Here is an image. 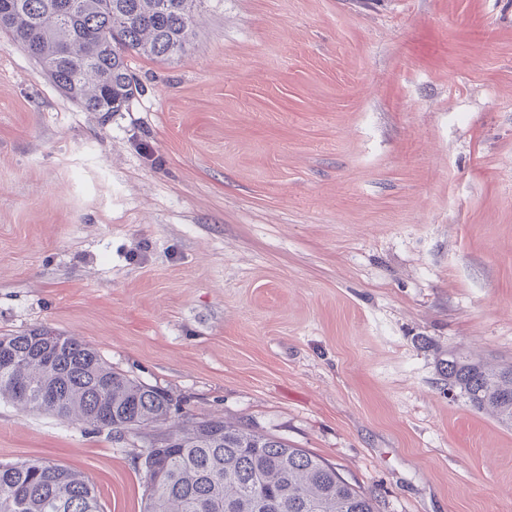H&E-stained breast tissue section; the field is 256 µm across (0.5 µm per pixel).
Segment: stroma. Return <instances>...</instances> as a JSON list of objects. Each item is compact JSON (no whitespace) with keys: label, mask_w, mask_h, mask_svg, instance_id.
Returning <instances> with one entry per match:
<instances>
[{"label":"stroma","mask_w":512,"mask_h":512,"mask_svg":"<svg viewBox=\"0 0 512 512\" xmlns=\"http://www.w3.org/2000/svg\"><path fill=\"white\" fill-rule=\"evenodd\" d=\"M83 111L0 35V336L74 335L181 420L279 436L379 512H512V0H203ZM141 441L0 400V463L142 512ZM443 373L448 386L472 409L490 410L512 425V365L494 366L480 357L449 352Z\"/></svg>","instance_id":"1"}]
</instances>
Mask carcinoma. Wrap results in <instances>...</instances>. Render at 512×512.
I'll return each instance as SVG.
<instances>
[{
  "label": "carcinoma",
  "mask_w": 512,
  "mask_h": 512,
  "mask_svg": "<svg viewBox=\"0 0 512 512\" xmlns=\"http://www.w3.org/2000/svg\"><path fill=\"white\" fill-rule=\"evenodd\" d=\"M202 0H0V32L86 112H120L138 91L134 54L164 60L192 34ZM449 388L512 425V365L448 353ZM60 388L55 400L44 397ZM0 398L24 411L143 441V512H377L325 460L222 418L168 424L173 399L109 365L75 336H0ZM0 512H102L82 473L42 459L0 464Z\"/></svg>",
  "instance_id": "cac0c4a2"
}]
</instances>
